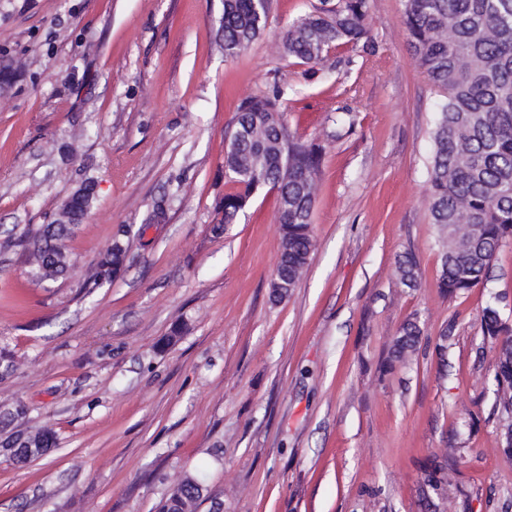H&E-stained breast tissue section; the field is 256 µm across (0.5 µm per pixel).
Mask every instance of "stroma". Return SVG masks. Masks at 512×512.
Instances as JSON below:
<instances>
[{"label":"stroma","instance_id":"1","mask_svg":"<svg viewBox=\"0 0 512 512\" xmlns=\"http://www.w3.org/2000/svg\"><path fill=\"white\" fill-rule=\"evenodd\" d=\"M320 4L269 0L261 36L228 57L223 0H0V351L15 361L0 414L24 405L13 432L57 437L22 464L0 453V512H160L187 476L204 482L198 512H424V470L446 455L445 512H512L480 329L495 294L512 315V245L487 285L441 295L439 99L402 0H370L369 48L311 68L281 41ZM277 89L290 136L322 150L314 246L282 300L274 191L211 230L238 107ZM87 177L69 275L30 282L15 238ZM118 237L124 269L85 292ZM411 317L426 342L453 326L447 350L389 363Z\"/></svg>","mask_w":512,"mask_h":512}]
</instances>
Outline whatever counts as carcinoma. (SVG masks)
I'll return each instance as SVG.
<instances>
[{"label": "carcinoma", "instance_id": "obj_1", "mask_svg": "<svg viewBox=\"0 0 512 512\" xmlns=\"http://www.w3.org/2000/svg\"><path fill=\"white\" fill-rule=\"evenodd\" d=\"M269 0H224L221 29L224 54L236 57L262 33ZM369 0H336L330 8L301 15L289 25L282 48L304 65L318 63L332 48H356L368 39ZM402 23L432 89L440 98L432 132L429 211L441 246L439 288L450 297L486 284L497 252L512 243V0H403ZM224 153L222 217L213 231L224 233L260 185L277 192L281 262L276 279L295 287L313 246L312 213L321 165L318 146L290 138L276 101L250 98L238 108L237 126ZM96 182L82 181L61 207V219L26 227L17 236L30 274L37 282L65 275L70 259L63 246L95 202ZM468 224L464 236L457 225ZM127 247L118 239L104 252L91 290L125 267ZM401 279L417 283V262L398 260ZM483 335L512 338V321L498 302L482 309ZM422 330L406 321L391 348L402 359L420 349ZM495 409L501 414L503 452L512 454V346L496 355ZM49 431L7 445L50 448Z\"/></svg>", "mask_w": 512, "mask_h": 512}]
</instances>
